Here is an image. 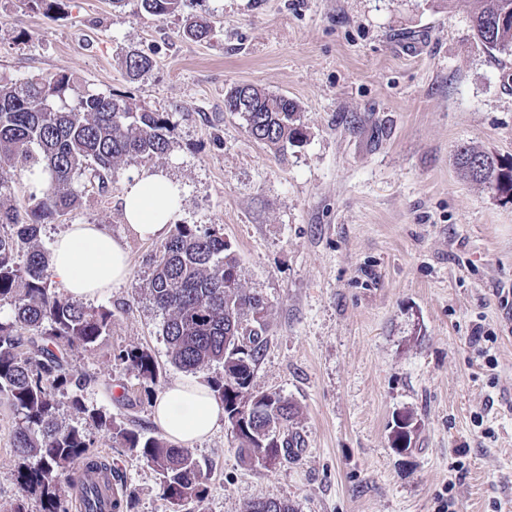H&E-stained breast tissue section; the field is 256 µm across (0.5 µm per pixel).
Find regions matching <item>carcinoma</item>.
<instances>
[{"mask_svg": "<svg viewBox=\"0 0 512 512\" xmlns=\"http://www.w3.org/2000/svg\"><path fill=\"white\" fill-rule=\"evenodd\" d=\"M152 16L177 13L183 0H139ZM471 11L476 41L490 53L512 52V0H474ZM212 33L206 18L187 22L183 34L202 40ZM154 60L141 51L126 54L125 68L137 76ZM76 96L70 108L51 100ZM228 104L241 115L256 141L285 154L303 142L305 131L296 104L250 85L227 91ZM168 122L159 114L137 109L116 95L81 92L67 76L37 78L23 84L0 80V194L10 189L11 173L22 167L43 174L38 190L20 207L0 205V303L13 311L0 321V399L18 418L13 448L19 464L22 496L11 512H29L35 497L43 512H61L62 493L73 486L82 468L101 475L112 461L90 451L88 427L111 435L118 446L140 457L160 476L162 495L180 506L206 498V475L192 451L163 437L144 436L118 423L111 414L87 404L84 392L93 378L67 368L70 352L90 349L112 327V310L91 308L50 288V253L40 231L80 204L75 178L84 176L109 192L112 173L122 165L163 158L170 150ZM456 166L467 179L487 184L512 197V164L469 146L456 154ZM162 315L161 335L171 363L186 372L222 365L207 380L229 421L238 453L245 463L261 458L274 465L290 456L301 441L290 433L296 406L280 394L252 391L256 367L266 347V307L246 291L230 243L217 230L177 224L150 257L144 286ZM115 359L136 372L145 384L159 377L153 355L141 347L121 350ZM84 423L60 418L61 402ZM246 512H293L280 500H257Z\"/></svg>", "mask_w": 512, "mask_h": 512, "instance_id": "obj_1", "label": "carcinoma"}]
</instances>
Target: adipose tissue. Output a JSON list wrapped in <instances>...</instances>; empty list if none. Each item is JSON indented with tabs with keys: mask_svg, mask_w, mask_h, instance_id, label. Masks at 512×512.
<instances>
[{
	"mask_svg": "<svg viewBox=\"0 0 512 512\" xmlns=\"http://www.w3.org/2000/svg\"><path fill=\"white\" fill-rule=\"evenodd\" d=\"M124 218L139 237L165 235L178 208V185L160 172H145L129 183L122 196ZM51 271L70 295L88 299L111 288L127 272V254L118 240L94 224H75L52 247ZM224 406L200 382H179L153 403V420L165 436L191 445L213 433Z\"/></svg>",
	"mask_w": 512,
	"mask_h": 512,
	"instance_id": "obj_1",
	"label": "adipose tissue"
}]
</instances>
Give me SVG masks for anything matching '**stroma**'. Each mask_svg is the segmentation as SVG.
<instances>
[{
	"label": "stroma",
	"instance_id": "35a3bbf8",
	"mask_svg": "<svg viewBox=\"0 0 512 512\" xmlns=\"http://www.w3.org/2000/svg\"><path fill=\"white\" fill-rule=\"evenodd\" d=\"M213 26L187 38V20ZM153 67L129 78L125 55ZM65 75L168 118L161 160L116 170L110 194L78 178V209L43 225L45 246L73 224L121 241L126 277L92 307L112 311L109 336L68 356L94 376L87 401L158 434L155 394L196 375L174 367L162 317L143 286L161 239L123 216L133 177L177 183L175 223L219 230L244 288L266 303L267 345L253 388L298 409L295 456L242 463L227 422L192 451L208 475L203 502L173 508L158 476L94 432L131 494L129 512H245L277 499L296 512H512V199L464 179L457 147L512 162V55L474 39L461 0H185L162 18L137 0H0V79ZM249 83L292 99L306 138L286 157L255 141L227 91ZM483 342H475V335ZM140 346L160 377L145 394L119 350ZM414 419L410 455L394 421ZM16 417L0 400V512L20 496Z\"/></svg>",
	"mask_w": 512,
	"mask_h": 512
}]
</instances>
